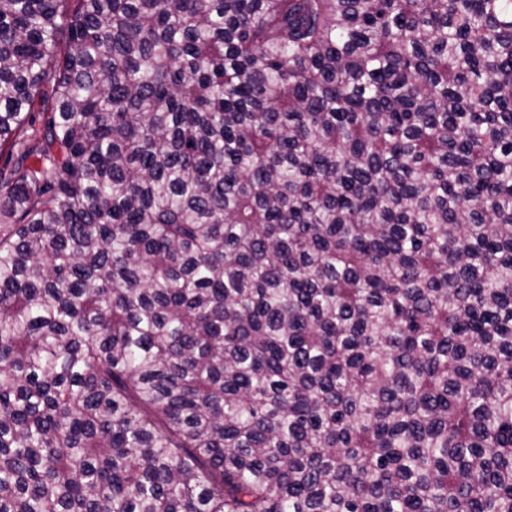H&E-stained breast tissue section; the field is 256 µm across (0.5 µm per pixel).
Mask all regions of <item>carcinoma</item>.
<instances>
[{
  "instance_id": "1",
  "label": "carcinoma",
  "mask_w": 512,
  "mask_h": 512,
  "mask_svg": "<svg viewBox=\"0 0 512 512\" xmlns=\"http://www.w3.org/2000/svg\"><path fill=\"white\" fill-rule=\"evenodd\" d=\"M0 512H512V0H0Z\"/></svg>"
}]
</instances>
